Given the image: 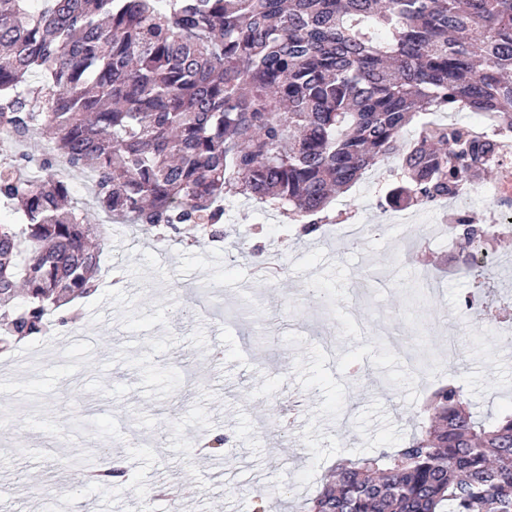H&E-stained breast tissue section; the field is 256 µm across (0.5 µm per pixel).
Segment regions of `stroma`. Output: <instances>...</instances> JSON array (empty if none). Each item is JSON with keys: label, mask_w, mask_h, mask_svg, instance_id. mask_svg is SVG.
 Returning <instances> with one entry per match:
<instances>
[{"label": "stroma", "mask_w": 512, "mask_h": 512, "mask_svg": "<svg viewBox=\"0 0 512 512\" xmlns=\"http://www.w3.org/2000/svg\"><path fill=\"white\" fill-rule=\"evenodd\" d=\"M390 182L367 171L332 203L350 221L301 237L254 202L219 243L90 212L109 244L80 320L0 351V512H305L337 461L419 431L436 383L463 386L477 416L511 410L512 270L457 267L441 206L391 223ZM217 432L229 458L198 454ZM109 453L132 482L93 488L63 467Z\"/></svg>", "instance_id": "stroma-1"}]
</instances>
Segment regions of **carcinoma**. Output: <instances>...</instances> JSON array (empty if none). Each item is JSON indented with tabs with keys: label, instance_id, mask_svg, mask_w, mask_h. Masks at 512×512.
Here are the masks:
<instances>
[{
	"label": "carcinoma",
	"instance_id": "cac0c4a2",
	"mask_svg": "<svg viewBox=\"0 0 512 512\" xmlns=\"http://www.w3.org/2000/svg\"><path fill=\"white\" fill-rule=\"evenodd\" d=\"M0 0V137L50 139L0 163V348L64 324L90 295L103 225L194 224L224 237L225 203H271L309 235L335 192L400 161L387 202L451 200L496 165L465 108L512 131V0ZM418 126L410 143L400 132ZM474 276L499 237L448 225ZM405 445L346 460L309 512H512V412L478 419L457 383L427 396ZM91 484L112 473L84 469Z\"/></svg>",
	"mask_w": 512,
	"mask_h": 512
}]
</instances>
